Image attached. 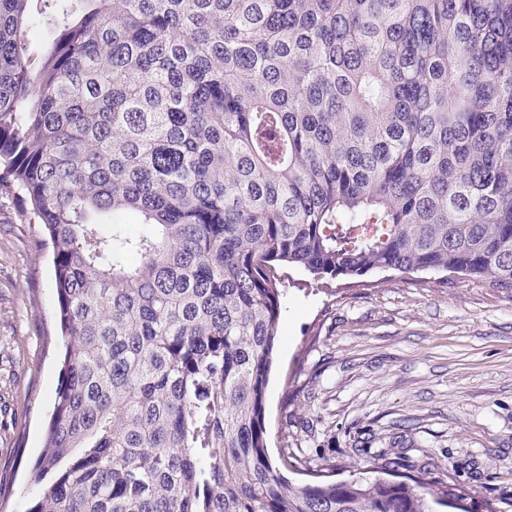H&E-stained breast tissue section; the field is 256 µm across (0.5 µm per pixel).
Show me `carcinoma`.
Listing matches in <instances>:
<instances>
[{"label":"carcinoma","mask_w":512,"mask_h":512,"mask_svg":"<svg viewBox=\"0 0 512 512\" xmlns=\"http://www.w3.org/2000/svg\"><path fill=\"white\" fill-rule=\"evenodd\" d=\"M0 0V184L65 336L28 512H470L268 451L278 269L512 288V0ZM29 7L30 12L42 20L40 30L36 34L28 35L29 49L35 54L40 55L51 45L53 26L51 25V21L48 20V16L41 14L45 10L44 3L41 0H31Z\"/></svg>","instance_id":"1"}]
</instances>
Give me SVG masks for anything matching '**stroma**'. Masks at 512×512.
<instances>
[{"mask_svg":"<svg viewBox=\"0 0 512 512\" xmlns=\"http://www.w3.org/2000/svg\"><path fill=\"white\" fill-rule=\"evenodd\" d=\"M0 186V512L32 464L62 368L52 249ZM268 449L339 482L411 476L512 512V288L449 272L314 280L284 267Z\"/></svg>","mask_w":512,"mask_h":512,"instance_id":"stroma-1","label":"stroma"}]
</instances>
